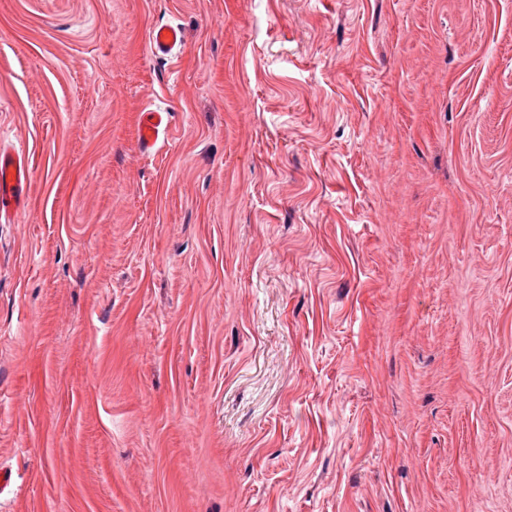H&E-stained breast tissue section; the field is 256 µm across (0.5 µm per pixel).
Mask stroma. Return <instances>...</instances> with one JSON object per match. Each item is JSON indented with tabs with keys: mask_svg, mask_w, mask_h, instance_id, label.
<instances>
[{
	"mask_svg": "<svg viewBox=\"0 0 512 512\" xmlns=\"http://www.w3.org/2000/svg\"><path fill=\"white\" fill-rule=\"evenodd\" d=\"M0 139V512H512V0H0ZM182 42L181 30L175 25H160L152 28L149 43L152 53L156 56L169 55ZM169 117V112L162 111H151L145 114L140 128V141L145 150L157 144L160 132L165 131L169 125ZM31 173L23 153L0 143V217H16L27 207Z\"/></svg>",
	"mask_w": 512,
	"mask_h": 512,
	"instance_id": "obj_1",
	"label": "stroma"
}]
</instances>
